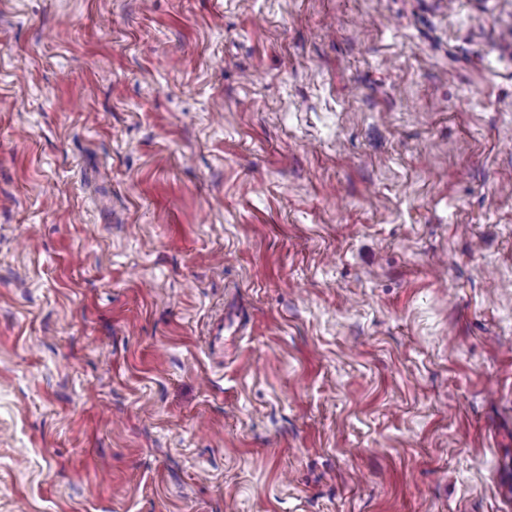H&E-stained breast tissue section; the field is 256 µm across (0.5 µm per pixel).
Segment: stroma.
I'll return each instance as SVG.
<instances>
[{"label": "stroma", "mask_w": 512, "mask_h": 512, "mask_svg": "<svg viewBox=\"0 0 512 512\" xmlns=\"http://www.w3.org/2000/svg\"><path fill=\"white\" fill-rule=\"evenodd\" d=\"M0 512H512V0H0Z\"/></svg>", "instance_id": "obj_1"}]
</instances>
